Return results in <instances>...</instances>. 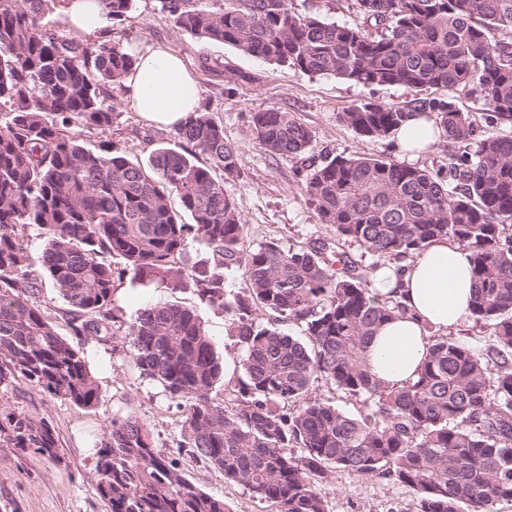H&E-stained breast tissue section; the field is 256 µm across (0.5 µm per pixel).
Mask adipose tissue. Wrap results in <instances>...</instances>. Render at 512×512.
<instances>
[{"mask_svg":"<svg viewBox=\"0 0 512 512\" xmlns=\"http://www.w3.org/2000/svg\"><path fill=\"white\" fill-rule=\"evenodd\" d=\"M137 62L122 80L135 111L150 125L177 127L201 105L195 77L182 60L160 46L136 50ZM377 295H396L406 315L388 321L367 348L368 365L394 386L414 380L430 331L448 332L470 314L474 284L468 253L440 240L403 268L384 266L374 273Z\"/></svg>","mask_w":512,"mask_h":512,"instance_id":"obj_1","label":"adipose tissue"}]
</instances>
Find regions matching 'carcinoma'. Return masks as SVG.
I'll return each mask as SVG.
<instances>
[{
	"mask_svg": "<svg viewBox=\"0 0 512 512\" xmlns=\"http://www.w3.org/2000/svg\"><path fill=\"white\" fill-rule=\"evenodd\" d=\"M135 2L101 0L107 27L83 41L48 26L63 0H0V108L9 115L0 127V384L20 379L84 407L98 399L84 352L44 317L26 279L32 256L22 228L43 231L41 261L71 306L73 335L100 341L112 330L114 276H122L103 254L150 273L157 288H177L183 271L174 260L195 241L212 263L192 268V279L200 300L230 315L241 375L224 383V362L193 309L146 307L127 333L141 374L186 403L179 447L273 512H327L319 484L338 472L401 484L417 493L418 512H495L512 502V136L479 137L473 115L450 99L367 102L338 120L383 139L411 118L433 119L448 164L318 162L308 157L310 127L276 108L253 112L257 145L300 160L304 199L331 237L288 251L274 241L250 246L224 192L242 155L211 113L176 128L185 149L155 148L145 164L114 145L89 152L66 131L73 117L87 128L112 124L109 101L136 63L114 31ZM356 4L361 26L300 14L289 0H159L158 10L194 37L305 74L370 87L474 85L485 122L512 127V0ZM444 238L469 253L470 317L494 344L483 353L433 331L417 378L391 389L369 371L366 349L405 307L372 295L369 271L343 247L399 263ZM233 268L249 285L242 298L224 296ZM260 311L274 318L264 323ZM288 321L304 323L309 344L280 330ZM319 378L364 399L367 412L351 416L318 397ZM0 442L56 455L52 428L15 412L0 411ZM96 491L109 512H230L133 416L112 420L100 442Z\"/></svg>",
	"mask_w": 512,
	"mask_h": 512,
	"instance_id": "obj_1",
	"label": "carcinoma"
}]
</instances>
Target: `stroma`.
Here are the masks:
<instances>
[{
    "mask_svg": "<svg viewBox=\"0 0 512 512\" xmlns=\"http://www.w3.org/2000/svg\"><path fill=\"white\" fill-rule=\"evenodd\" d=\"M291 5L296 12L316 13L339 24L360 22L355 0H291ZM119 37L125 45L169 47L197 80L203 109L223 124L225 135L242 155L240 176L225 182L224 190L241 212L246 241L251 245L272 240L285 249L309 246L329 237L330 231L305 202L294 174V159L269 155L256 145L250 113L267 108L290 113L314 131L311 153L319 159L337 154L393 159L397 156L393 138L357 135L337 115L369 101L401 103L419 96L418 90L405 87H364L305 74L228 45L201 41L165 20L157 11V0H136ZM68 130L86 150L96 152L112 143L142 162L156 147L180 146L175 129L147 125L120 91L114 94L110 127L88 129L75 120ZM21 241L34 257L27 278L39 289L43 315L62 336H70V306L39 260L44 248L40 228L25 227ZM158 302L196 307L216 352L236 351L234 337L225 331L226 314L200 301L191 278L170 289L154 287L144 274L124 273L115 279L112 338L105 344L88 340L82 345L99 387L94 405L78 406L22 381L0 387V408L48 422L57 441L53 459L0 443V512H107L95 491L96 451L112 419L128 415L146 424L156 446L177 458L185 475L201 489L224 498L232 512H267L266 504L253 499L243 487L226 483L221 471L190 458L180 448L182 407L131 361L128 325L141 309ZM319 490L328 512H417L418 508L414 491L377 477L341 473L321 483Z\"/></svg>",
    "mask_w": 512,
    "mask_h": 512,
    "instance_id": "1",
    "label": "stroma"
}]
</instances>
